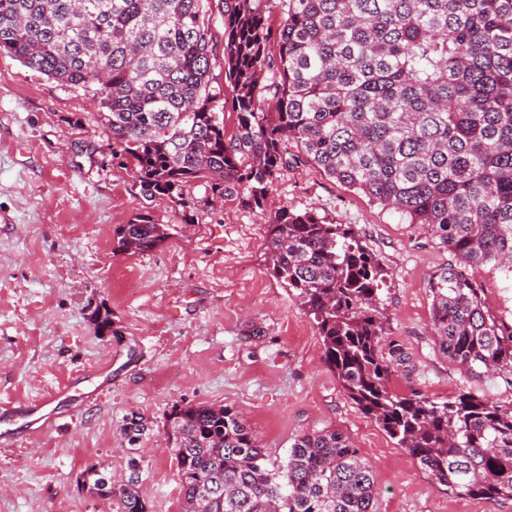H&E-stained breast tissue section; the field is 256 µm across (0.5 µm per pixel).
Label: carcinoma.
<instances>
[{"label": "carcinoma", "instance_id": "1", "mask_svg": "<svg viewBox=\"0 0 512 512\" xmlns=\"http://www.w3.org/2000/svg\"><path fill=\"white\" fill-rule=\"evenodd\" d=\"M215 11L224 102L211 73ZM2 51L93 89L112 158L134 160L147 201L190 208L189 183L207 179L212 195L261 210L276 179L308 163L423 226L453 257L429 280L440 350L469 371L512 366V333L463 273H512V0H0ZM271 70L279 79L260 84ZM227 106L229 133L217 112ZM265 223L272 273L314 316L357 408L449 493L512 499L511 405L389 389L385 270L352 225L289 209ZM115 236V252L143 254L172 233L144 213ZM167 427L184 512H373V471L336 430L297 435L276 466L228 406L176 405ZM147 430L140 413L123 417L129 453ZM138 468L130 458L116 487L92 466L82 488L113 512H149Z\"/></svg>", "mask_w": 512, "mask_h": 512}]
</instances>
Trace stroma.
<instances>
[{
    "instance_id": "35a3bbf8",
    "label": "stroma",
    "mask_w": 512,
    "mask_h": 512,
    "mask_svg": "<svg viewBox=\"0 0 512 512\" xmlns=\"http://www.w3.org/2000/svg\"><path fill=\"white\" fill-rule=\"evenodd\" d=\"M103 114L91 91L0 53V404L74 380L91 391L87 373L112 365L96 401L61 403L51 430L0 446V512H111L81 490L82 474L95 465L120 481L132 456L150 512H181L166 417L200 403L241 413L275 463L302 432L342 431L373 470L376 512H512V499L448 495L345 396L313 317L271 273L260 215L310 211L352 225L382 263L392 392L510 406L505 375L467 371L437 346L428 281L450 256L431 235L312 165L281 175L260 211L208 195L199 180L194 208L145 202L133 163L112 159ZM145 211L176 235L148 253H114L115 229ZM472 276L512 332V274L487 264ZM99 313L111 332L98 331ZM132 410L151 430L130 455L119 427Z\"/></svg>"
}]
</instances>
